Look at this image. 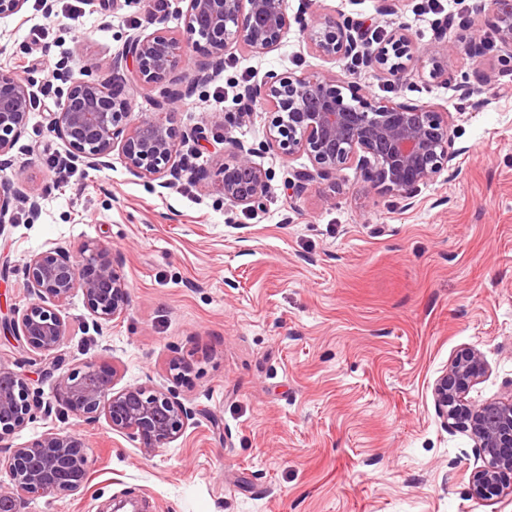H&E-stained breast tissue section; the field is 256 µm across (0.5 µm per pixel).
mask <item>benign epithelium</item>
<instances>
[{
	"mask_svg": "<svg viewBox=\"0 0 512 512\" xmlns=\"http://www.w3.org/2000/svg\"><path fill=\"white\" fill-rule=\"evenodd\" d=\"M184 27L179 35L157 31L133 35L121 58L131 65L134 79L159 89L155 111L131 122V101L118 90L112 73L98 58L86 59L84 77L66 90L60 111L51 113L50 128L65 143L73 163L94 170L112 167L118 152L127 170L147 183L170 187L182 175L175 163L177 146L201 139L197 128L183 129L175 118L177 104L192 94L171 75L182 66L186 53L202 55L195 61L194 83L209 78L210 69L224 62V54L237 43L255 54L275 49L291 27L287 0H181ZM479 22L489 25L501 43L512 49V0H483ZM310 46L324 58L335 60L350 52L362 34L331 15L314 13L299 20ZM464 50L460 41H444L432 56V77L448 80V60ZM407 28H392L386 45L370 52L368 61L387 75L404 70L401 58L410 56ZM344 81L331 72L278 74L270 72L259 86L244 88L241 98L258 103L272 115L267 144L284 155H307L314 172L296 175L302 184L313 177L338 175L355 156L370 155L374 184L411 200L419 185L452 168L462 149L454 147L453 117L427 103L369 101L353 91L342 92ZM33 102L32 81L14 72H0V169L11 171L9 190L0 195V224L10 210L40 204L31 192L29 173L8 158L27 123ZM230 157L218 167L209 184L212 194L232 206L254 207L270 189L267 173L253 160V148L226 137ZM30 302L8 322L47 363H53L67 336L63 317L71 296L83 295L86 308L103 327L123 316L129 291L112 249L98 240L80 248V259L62 245L30 255L24 264ZM481 355L458 356L436 379V413L444 423L466 433L474 442L481 464L470 476L471 495L488 500L499 492L503 474L512 473V397L470 401L467 395L484 373ZM118 370L94 361L61 377L54 397L78 417L105 418L113 432L153 453L176 441L194 415L170 391L150 385L116 388ZM28 378L0 364V440L24 429L34 419ZM90 460L84 445L71 435L49 429L39 438L10 449L0 459L13 490H0V512H16L15 492L30 497L74 495L85 487Z\"/></svg>",
	"mask_w": 512,
	"mask_h": 512,
	"instance_id": "1",
	"label": "benign epithelium"
}]
</instances>
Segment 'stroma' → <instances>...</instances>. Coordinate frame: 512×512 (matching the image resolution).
<instances>
[{"label":"stroma","mask_w":512,"mask_h":512,"mask_svg":"<svg viewBox=\"0 0 512 512\" xmlns=\"http://www.w3.org/2000/svg\"><path fill=\"white\" fill-rule=\"evenodd\" d=\"M442 4L433 13L426 0H395L418 49L397 79L320 57L300 26L318 11L389 32L378 0H287L293 23L277 48L234 46L204 84L193 82L194 57L176 74L195 86L179 126L205 128L178 156L212 172L229 146L211 115L236 114L247 79L272 71H333L370 98L441 106L463 152L410 202L377 188L356 160L292 189L293 173L311 163L267 146L270 115L259 106L229 132L271 176L256 208L224 203L203 180L150 188L117 156L103 171L75 166L60 184L46 164L67 152L49 125L56 104L36 97L12 157L27 167L40 211L15 209L0 226L9 270L0 308L27 305L28 255L88 240L119 255L130 306L99 333L74 294L49 371L0 329V364L28 376L36 407L0 451L55 428L77 435L91 460L80 495H22L20 512H110L123 499L146 512H512V490L472 498L474 443L442 423L432 393L468 349L487 365L470 398L512 393V51L482 30L485 49L452 59L448 81L433 79L437 24L456 38L477 19L473 6ZM181 7L172 0L150 22L148 0H58L51 13L27 0L22 15L0 19V69L65 89L87 54L108 62L129 35L177 33ZM175 359L191 367L181 385L170 377ZM90 360L116 366L119 386L171 388L194 411L184 434L147 455L106 420L53 400L57 379Z\"/></svg>","instance_id":"obj_1"}]
</instances>
